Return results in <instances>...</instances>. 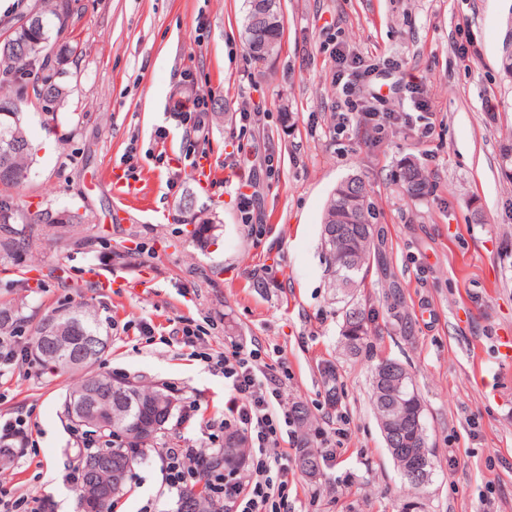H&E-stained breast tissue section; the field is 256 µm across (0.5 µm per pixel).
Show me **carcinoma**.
Masks as SVG:
<instances>
[{"label":"carcinoma","mask_w":512,"mask_h":512,"mask_svg":"<svg viewBox=\"0 0 512 512\" xmlns=\"http://www.w3.org/2000/svg\"><path fill=\"white\" fill-rule=\"evenodd\" d=\"M28 15L33 16L28 28H16V24ZM63 16L70 17L66 0H39L29 10L0 20L3 28L0 34V74L13 78L10 83L12 90L0 91V259H14L23 251L38 249L44 240V224H54L60 230L86 220V216L77 210L41 209L30 221L20 224L11 194L12 190L26 183L36 155L21 119V105L27 99V89L33 90L35 98L47 110L71 95L62 65L72 55L73 47L59 40L61 32L68 26V23L61 22ZM402 181L410 196L418 197L425 193L427 176L417 164L409 163L403 168ZM351 197L358 203V212L350 234L334 242L325 236L322 247L334 277L345 281L348 291L353 292L365 286L371 262L380 261L382 239L375 223L369 188L355 176L342 182L332 194L324 224L346 225ZM191 223L194 224L192 236L201 246L208 242L217 228L216 216L204 210L192 213ZM52 321L58 325L59 336L99 335L100 324L95 315L78 310L47 316L37 325L31 343L37 361L52 373H74L76 369L69 367L58 354L59 346L39 351L41 336ZM368 335L365 313L356 306L350 307L345 313L342 331L345 349L352 355L360 353ZM94 383L99 384L103 391L96 400L94 415L88 416L83 413L82 404ZM147 402L164 404L168 422L179 410L177 399L158 386L88 373L78 379L65 397L64 416L71 424L109 437L113 442L109 451L82 458L84 475H89L94 461L116 457L127 460L125 473L128 474L131 467L143 458L147 446L134 445L132 437L136 426L151 413L145 406ZM372 404L381 429L397 432L398 447H428L424 407L411 377H405L399 386L373 387ZM243 455L242 442L236 437L226 438L224 448L218 452L226 472L236 471ZM209 475L207 470L201 472V489L183 495L178 512H223L209 496Z\"/></svg>","instance_id":"cac0c4a2"}]
</instances>
